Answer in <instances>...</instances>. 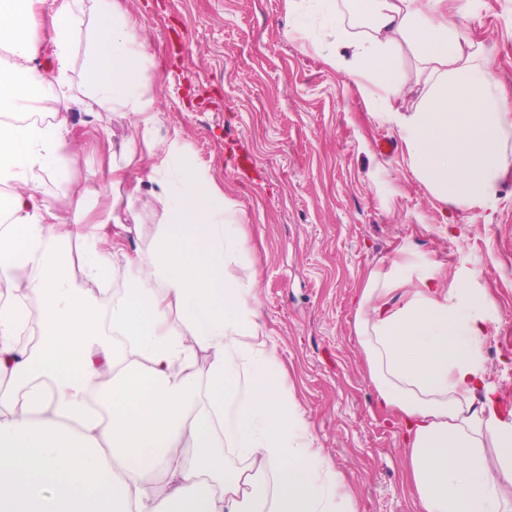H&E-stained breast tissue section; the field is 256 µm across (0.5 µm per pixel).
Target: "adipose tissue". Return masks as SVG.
<instances>
[{
	"mask_svg": "<svg viewBox=\"0 0 512 512\" xmlns=\"http://www.w3.org/2000/svg\"><path fill=\"white\" fill-rule=\"evenodd\" d=\"M82 2L0 0V47L14 59L0 100L32 110L38 87L58 110L0 121V184L13 188L0 225V512H354L235 274L240 215L175 143L155 144L148 44L112 0H94L85 77L69 81ZM312 2L336 36L325 63L397 129L416 178L443 203L494 210L512 173V108L492 48L464 35L447 0ZM45 44L51 72L37 64ZM408 85L418 100L406 110ZM79 102L136 120L111 184H87L61 209L38 191L70 180L62 110ZM142 144L158 158L148 179L165 222L131 254V226L110 208L91 216L88 201L140 166ZM63 240L80 242L78 258L57 251ZM118 259L124 286L100 306ZM474 279H444L440 263L402 249L355 294L354 332L377 406L404 427L421 512H512V418L485 378L491 300ZM228 451L241 465L226 464Z\"/></svg>",
	"mask_w": 512,
	"mask_h": 512,
	"instance_id": "adipose-tissue-1",
	"label": "adipose tissue"
}]
</instances>
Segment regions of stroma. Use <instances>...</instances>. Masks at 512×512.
Listing matches in <instances>:
<instances>
[{"instance_id": "stroma-1", "label": "stroma", "mask_w": 512, "mask_h": 512, "mask_svg": "<svg viewBox=\"0 0 512 512\" xmlns=\"http://www.w3.org/2000/svg\"><path fill=\"white\" fill-rule=\"evenodd\" d=\"M143 26L147 93L160 114L156 138L177 141L222 187L248 228L235 267L328 463L345 478L356 512H420L405 478L403 431L375 406L353 331L352 297L368 271L413 251L445 276L477 271L492 300L483 356L503 409L512 408V176L494 212L454 208L411 171L398 133L369 111L346 73L326 65L317 41L290 37L284 0H117ZM460 24L495 47L493 65L512 93V0H471ZM71 183H45L65 206L70 186L107 182L132 112L67 113ZM240 140L259 175L239 183L227 144ZM142 186V185H141ZM138 231L147 249L164 212L143 185Z\"/></svg>"}]
</instances>
